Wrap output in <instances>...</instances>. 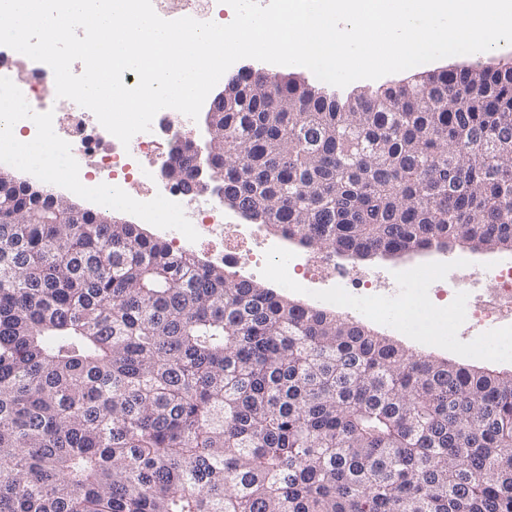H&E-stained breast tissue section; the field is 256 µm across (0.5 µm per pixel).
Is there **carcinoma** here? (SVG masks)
I'll list each match as a JSON object with an SVG mask.
<instances>
[{
  "label": "carcinoma",
  "mask_w": 512,
  "mask_h": 512,
  "mask_svg": "<svg viewBox=\"0 0 512 512\" xmlns=\"http://www.w3.org/2000/svg\"><path fill=\"white\" fill-rule=\"evenodd\" d=\"M213 116L224 203L358 257L512 251V66ZM0 182V512H512V374L408 353Z\"/></svg>",
  "instance_id": "cac0c4a2"
}]
</instances>
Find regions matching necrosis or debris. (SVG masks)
<instances>
[{"label":"necrosis or debris","mask_w":512,"mask_h":512,"mask_svg":"<svg viewBox=\"0 0 512 512\" xmlns=\"http://www.w3.org/2000/svg\"><path fill=\"white\" fill-rule=\"evenodd\" d=\"M13 60L12 52H0V165L26 168L51 189L69 183L103 207L132 208L142 221L157 225L160 238L171 246L186 252L202 249L213 264L239 279L264 275L316 294L327 306L376 319L383 315L387 289L411 281L416 295L435 297V316L473 329L493 325L512 332L511 257L493 263L490 297L464 305L460 292L481 285L483 269L463 254L421 257L419 265L431 270L426 277L420 276L419 265L380 269L367 277L349 274L336 254L299 250L288 237L268 235L263 225L237 222L225 213L220 193L192 195L176 183L159 184L158 170L169 159L165 144L177 141L189 151L199 149L189 117L157 113L150 131L136 134L126 146L113 141L105 151L101 145L108 133L92 111L53 107L39 94L44 71L33 67L18 77Z\"/></svg>","instance_id":"1"}]
</instances>
